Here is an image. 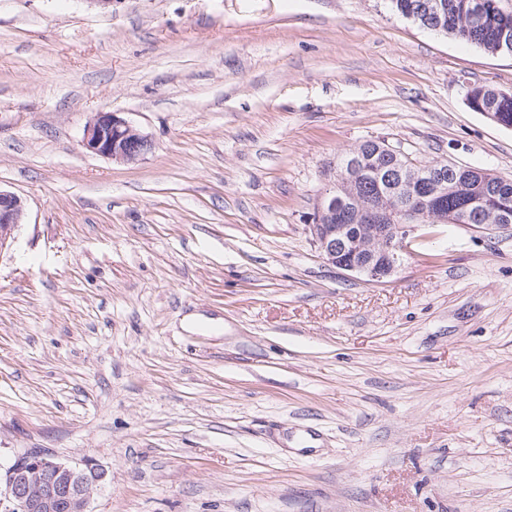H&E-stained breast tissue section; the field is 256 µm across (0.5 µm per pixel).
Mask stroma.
<instances>
[{"instance_id": "obj_1", "label": "stroma", "mask_w": 512, "mask_h": 512, "mask_svg": "<svg viewBox=\"0 0 512 512\" xmlns=\"http://www.w3.org/2000/svg\"><path fill=\"white\" fill-rule=\"evenodd\" d=\"M473 84L512 56L387 0H0V465L93 460V512H512V224L385 283L308 232L366 140L512 180ZM100 111L152 151H86ZM24 208V202L19 196L0 189V249L21 224Z\"/></svg>"}]
</instances>
